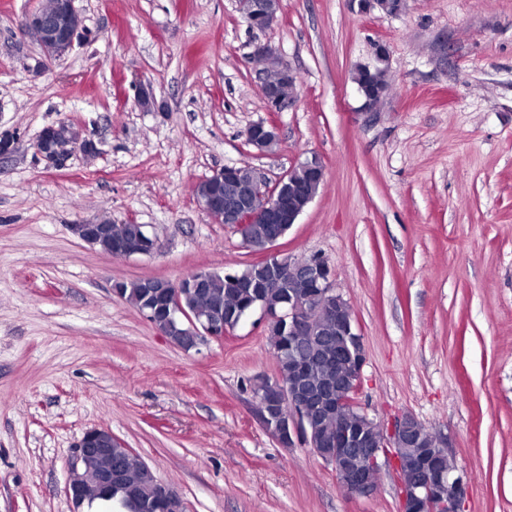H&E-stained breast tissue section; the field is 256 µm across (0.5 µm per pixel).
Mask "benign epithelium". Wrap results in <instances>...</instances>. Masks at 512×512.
<instances>
[{
  "label": "benign epithelium",
  "mask_w": 512,
  "mask_h": 512,
  "mask_svg": "<svg viewBox=\"0 0 512 512\" xmlns=\"http://www.w3.org/2000/svg\"><path fill=\"white\" fill-rule=\"evenodd\" d=\"M368 8H379L389 14L400 13L405 0H361ZM281 12V0H246L242 16L248 27L266 29L273 25ZM80 13L75 0H56L53 11L46 12L39 5L26 11L20 21L24 36L34 30L38 33L44 60L52 62L70 53L83 35L79 23ZM251 59L262 75L261 96L269 112H282L288 108L292 98L283 94L286 84L295 85L298 76L267 45H258L251 53ZM56 127L49 125L40 132L35 148L46 166L62 169L71 155L95 154V146L89 139L81 138L77 132L66 143L55 136ZM246 142L255 153L267 152L269 143L278 139L277 126L269 121L251 124L245 132ZM242 175L236 166H226L203 179L193 189L194 198L200 208L215 224H232L239 228L244 224H271L272 232L268 246L262 251L260 262L276 276H300L312 288L309 293L294 297L288 302V328L295 340H306L319 332L322 320L336 322V337L340 351L336 354V371L339 372L340 388L357 391L362 369L365 364V349L362 336L357 332L354 319L349 316V303L333 287L331 272L327 262L313 256L304 263H298L290 256L273 253L276 243L284 237L285 225L297 223L299 217L309 208L315 194L305 185L292 181L287 172L275 180L274 184L261 176L252 167ZM76 232L80 240L96 246L104 240H112L110 224H79ZM148 233L134 238L119 239L114 242L113 252L130 258L149 255L154 244L148 242ZM178 282L165 278L148 279L150 293L171 299L173 319L187 326L191 336L190 347L194 348L210 337L224 338V320L218 312H208L193 316L180 304L174 288ZM273 403L283 400L293 411V417L274 419L266 414L257 415L262 426L277 439H289L292 435L305 436L308 429L315 426L318 414L332 404V397L322 396L317 405H312L311 392L307 380L295 387L281 384L272 385L265 393ZM423 424L411 416H405L387 434L380 428L373 433L360 435L345 423L336 431V440L318 439L311 444L314 453L327 465L335 468L348 466V490L356 496H371L378 489L376 475L381 468V458L392 456L395 472H402L403 453L419 447L412 473L409 477H399L402 512H423L422 505L428 504L432 512H463L468 498L471 479L456 473L448 452L445 438H438L434 444L424 448ZM116 437L112 431L92 428L85 431L75 444V451L68 465L66 493L77 505L86 500L84 486L75 482L71 474L84 468L97 473L100 490L112 488L121 483L122 474L112 468V448ZM161 512H186L181 495L164 483H159Z\"/></svg>",
  "instance_id": "obj_1"
}]
</instances>
